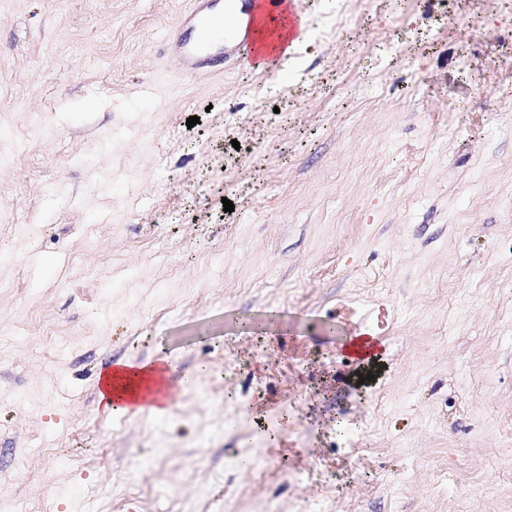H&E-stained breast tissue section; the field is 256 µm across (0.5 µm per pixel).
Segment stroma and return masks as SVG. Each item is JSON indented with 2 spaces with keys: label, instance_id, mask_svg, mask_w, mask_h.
<instances>
[{
  "label": "stroma",
  "instance_id": "1",
  "mask_svg": "<svg viewBox=\"0 0 512 512\" xmlns=\"http://www.w3.org/2000/svg\"><path fill=\"white\" fill-rule=\"evenodd\" d=\"M302 2L188 81L190 0H0V512H512V0ZM350 361L367 364L380 356V347L369 331H360L350 336L343 345ZM166 366L169 363L164 358L143 364L117 361L99 373V395L112 414H121L129 409L128 400L151 384L155 378V369Z\"/></svg>",
  "mask_w": 512,
  "mask_h": 512
}]
</instances>
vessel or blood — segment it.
<instances>
[{"instance_id": "vessel-or-blood-1", "label": "vessel or blood", "mask_w": 512, "mask_h": 512, "mask_svg": "<svg viewBox=\"0 0 512 512\" xmlns=\"http://www.w3.org/2000/svg\"><path fill=\"white\" fill-rule=\"evenodd\" d=\"M225 9L224 0H192L168 37L165 52L185 78L209 76L224 62L226 44L207 39L205 33ZM234 10L239 18L229 45L243 66L262 68L304 37L300 0H239Z\"/></svg>"}]
</instances>
